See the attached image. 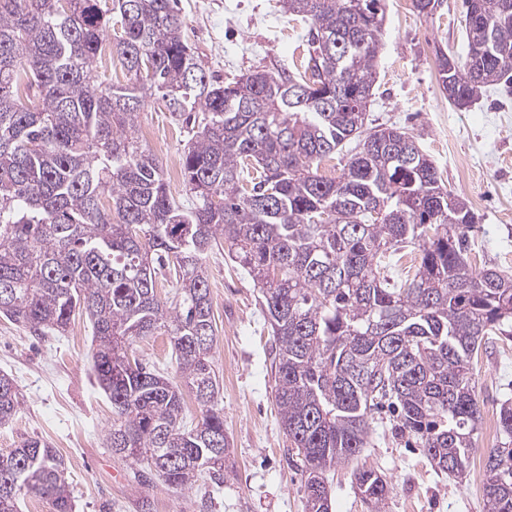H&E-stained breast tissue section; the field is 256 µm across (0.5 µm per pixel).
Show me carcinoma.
<instances>
[{
  "mask_svg": "<svg viewBox=\"0 0 512 512\" xmlns=\"http://www.w3.org/2000/svg\"><path fill=\"white\" fill-rule=\"evenodd\" d=\"M467 54L436 51L439 85L466 108L512 85V0H464ZM177 0H0V316L36 336L88 319L99 387L112 402L106 445L145 459L172 488L221 475L227 452L205 255L225 246L261 292L274 342V396L304 476L307 512H329L324 473L358 458L369 417L397 410L436 470L459 478L481 424L472 362L512 340V275L471 262L478 216L447 189L414 136L368 126L385 0H282L307 21L303 72L226 82L189 45ZM126 82L95 81L102 43ZM35 99L19 98L22 83ZM183 118L169 192L136 135L146 98ZM356 142L341 173L321 161ZM411 273H383L400 253ZM175 301L158 296L159 271ZM169 337L180 383L132 355ZM201 408L186 422L183 388ZM19 409L0 374V424ZM487 453L486 512H512V400ZM64 462L25 438L0 455V512L20 495L73 512ZM381 512L387 479L353 471Z\"/></svg>",
  "mask_w": 512,
  "mask_h": 512,
  "instance_id": "carcinoma-1",
  "label": "carcinoma"
}]
</instances>
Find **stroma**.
<instances>
[{
	"label": "stroma",
	"instance_id": "obj_1",
	"mask_svg": "<svg viewBox=\"0 0 512 512\" xmlns=\"http://www.w3.org/2000/svg\"><path fill=\"white\" fill-rule=\"evenodd\" d=\"M462 0H445L433 17L412 0H387L372 125L408 129L436 165L449 190L465 197L480 218L476 266L512 273V92L493 86L465 111L450 106L438 84L435 50L466 54L457 18ZM185 36L207 72L233 77L292 69L305 26L285 15L280 0H179ZM155 139L149 150L163 169L179 167L186 134L158 97L137 118ZM217 325L213 361L220 376L228 457L221 479L203 477L185 489L158 475L135 478L139 465L105 446L112 403L96 381L88 320L76 318L61 336H34L0 317V372L10 374L19 412L0 426V453L34 437L55 448L74 512H305L304 478L288 456L274 398L273 338L259 290L227 251L205 259ZM475 368L482 415H498L512 397V342H497ZM357 465L383 474L390 486L384 512H485L484 460L493 443L478 431L470 466L459 478L437 471L392 417L374 415ZM332 512H373L356 488L352 467L325 475Z\"/></svg>",
	"mask_w": 512,
	"mask_h": 512
}]
</instances>
